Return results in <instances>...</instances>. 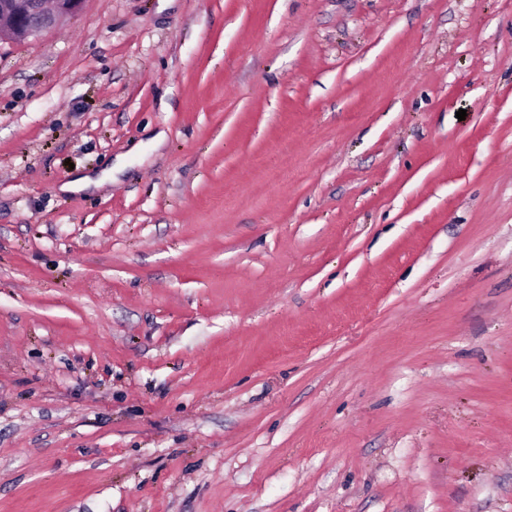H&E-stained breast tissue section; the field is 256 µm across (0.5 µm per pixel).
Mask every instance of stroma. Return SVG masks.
<instances>
[{
	"label": "stroma",
	"mask_w": 512,
	"mask_h": 512,
	"mask_svg": "<svg viewBox=\"0 0 512 512\" xmlns=\"http://www.w3.org/2000/svg\"><path fill=\"white\" fill-rule=\"evenodd\" d=\"M0 512H512V0L1 41Z\"/></svg>",
	"instance_id": "obj_1"
}]
</instances>
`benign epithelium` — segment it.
<instances>
[{
    "mask_svg": "<svg viewBox=\"0 0 512 512\" xmlns=\"http://www.w3.org/2000/svg\"><path fill=\"white\" fill-rule=\"evenodd\" d=\"M85 0H0V40L22 42L79 14Z\"/></svg>",
    "mask_w": 512,
    "mask_h": 512,
    "instance_id": "benign-epithelium-1",
    "label": "benign epithelium"
}]
</instances>
